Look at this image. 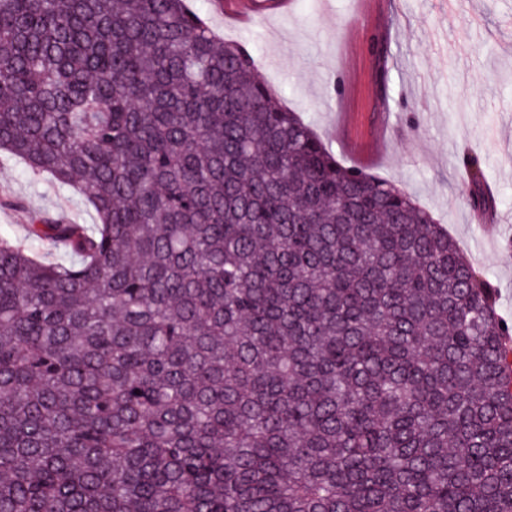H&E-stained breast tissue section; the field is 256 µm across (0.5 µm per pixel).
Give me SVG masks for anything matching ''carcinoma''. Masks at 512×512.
Segmentation results:
<instances>
[{
    "instance_id": "obj_1",
    "label": "carcinoma",
    "mask_w": 512,
    "mask_h": 512,
    "mask_svg": "<svg viewBox=\"0 0 512 512\" xmlns=\"http://www.w3.org/2000/svg\"><path fill=\"white\" fill-rule=\"evenodd\" d=\"M0 512H512L492 288L186 0H0ZM10 193L25 200L30 210L44 211L50 217L64 214L81 224H92V211L76 193L59 191L47 182L34 181L18 160L0 161V194ZM24 224H27L25 211L0 209V234L9 236L19 244L27 246Z\"/></svg>"
}]
</instances>
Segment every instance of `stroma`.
<instances>
[{
  "mask_svg": "<svg viewBox=\"0 0 512 512\" xmlns=\"http://www.w3.org/2000/svg\"><path fill=\"white\" fill-rule=\"evenodd\" d=\"M242 45L343 165L412 194L448 231L512 321V0H287L251 25L238 0H188ZM485 168L469 201L467 159ZM0 234L26 244L27 210L93 221L79 195L0 161Z\"/></svg>",
  "mask_w": 512,
  "mask_h": 512,
  "instance_id": "obj_1",
  "label": "stroma"
}]
</instances>
